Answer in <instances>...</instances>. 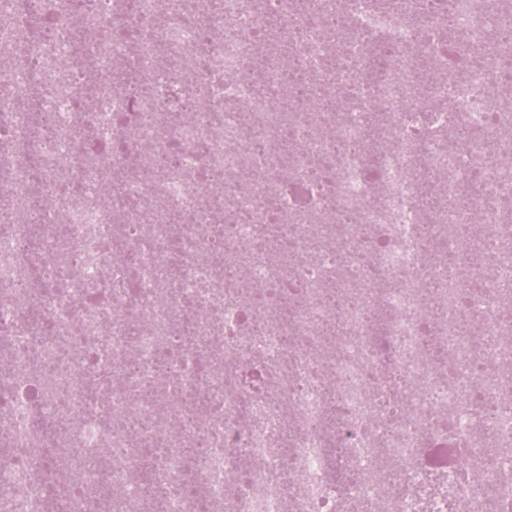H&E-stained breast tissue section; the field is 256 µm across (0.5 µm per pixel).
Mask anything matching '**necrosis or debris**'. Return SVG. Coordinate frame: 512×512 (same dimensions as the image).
I'll return each mask as SVG.
<instances>
[{
  "label": "necrosis or debris",
  "instance_id": "obj_1",
  "mask_svg": "<svg viewBox=\"0 0 512 512\" xmlns=\"http://www.w3.org/2000/svg\"><path fill=\"white\" fill-rule=\"evenodd\" d=\"M509 302L512 0H0V512H512Z\"/></svg>",
  "mask_w": 512,
  "mask_h": 512
}]
</instances>
